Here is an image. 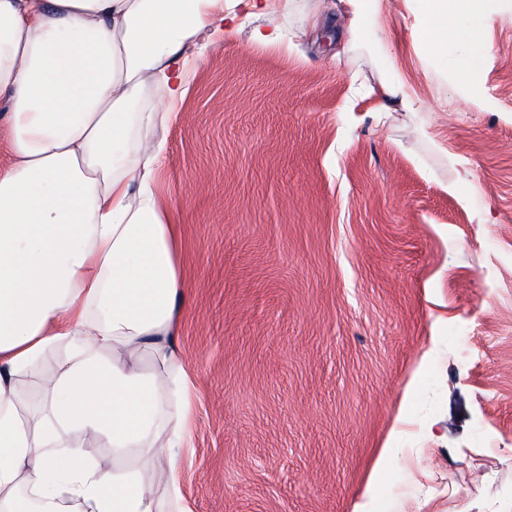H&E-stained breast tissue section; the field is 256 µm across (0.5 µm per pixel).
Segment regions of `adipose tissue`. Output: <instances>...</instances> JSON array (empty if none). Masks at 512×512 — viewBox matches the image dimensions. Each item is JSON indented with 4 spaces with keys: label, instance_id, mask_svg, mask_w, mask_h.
<instances>
[{
    "label": "adipose tissue",
    "instance_id": "obj_1",
    "mask_svg": "<svg viewBox=\"0 0 512 512\" xmlns=\"http://www.w3.org/2000/svg\"><path fill=\"white\" fill-rule=\"evenodd\" d=\"M484 0H423V35ZM224 0H0V512H181L190 380L177 354L178 231L154 138ZM157 364L139 367L140 351ZM60 358L49 375L36 369ZM107 438L114 463L74 434ZM136 457L134 468L124 465Z\"/></svg>",
    "mask_w": 512,
    "mask_h": 512
}]
</instances>
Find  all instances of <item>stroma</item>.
Returning <instances> with one entry per match:
<instances>
[{"instance_id": "1", "label": "stroma", "mask_w": 512, "mask_h": 512, "mask_svg": "<svg viewBox=\"0 0 512 512\" xmlns=\"http://www.w3.org/2000/svg\"><path fill=\"white\" fill-rule=\"evenodd\" d=\"M236 14L156 133L187 512H512V0L430 54L418 0Z\"/></svg>"}]
</instances>
